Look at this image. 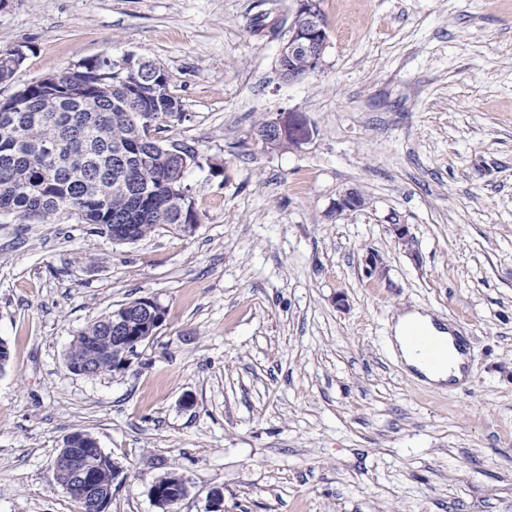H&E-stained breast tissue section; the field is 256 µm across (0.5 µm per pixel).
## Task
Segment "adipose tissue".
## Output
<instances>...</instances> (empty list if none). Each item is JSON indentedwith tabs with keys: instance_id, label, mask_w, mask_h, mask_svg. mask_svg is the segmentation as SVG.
<instances>
[{
	"instance_id": "obj_1",
	"label": "adipose tissue",
	"mask_w": 512,
	"mask_h": 512,
	"mask_svg": "<svg viewBox=\"0 0 512 512\" xmlns=\"http://www.w3.org/2000/svg\"><path fill=\"white\" fill-rule=\"evenodd\" d=\"M416 330L426 331L438 341L440 352L436 359L417 350L411 340ZM393 340L404 364L429 382L451 384L464 378L465 355L456 350L450 333L439 329L429 316L415 310L399 315L393 327Z\"/></svg>"
}]
</instances>
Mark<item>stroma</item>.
I'll list each match as a JSON object with an SVG mask.
<instances>
[{
    "mask_svg": "<svg viewBox=\"0 0 512 512\" xmlns=\"http://www.w3.org/2000/svg\"><path fill=\"white\" fill-rule=\"evenodd\" d=\"M316 73L283 78L297 0H5L25 59L0 100L132 52L167 75L200 222L126 244L67 214L0 222V512H80L54 479L73 432L124 467L108 512H512V0H319ZM316 128L299 150L255 129ZM354 189L365 207L335 213ZM409 225L412 260L389 231ZM375 251L389 268L363 274ZM345 307H337V296ZM166 310L127 369L66 366L119 305ZM417 307L468 343L465 383L407 371L392 325ZM256 131L258 139L270 148L298 149L315 135L313 126L297 112H279L266 119L265 127L258 126ZM171 486L179 489V494L177 496V490L169 489L168 496L171 498H177L175 501H171L170 498H167L163 493L162 489ZM188 492L187 479L183 475L179 476H170L164 475L154 481V490L151 495L153 501L156 506L162 509V512H169L172 504L176 503L180 498L182 499Z\"/></svg>",
    "mask_w": 512,
    "mask_h": 512,
    "instance_id": "stroma-1",
    "label": "stroma"
}]
</instances>
